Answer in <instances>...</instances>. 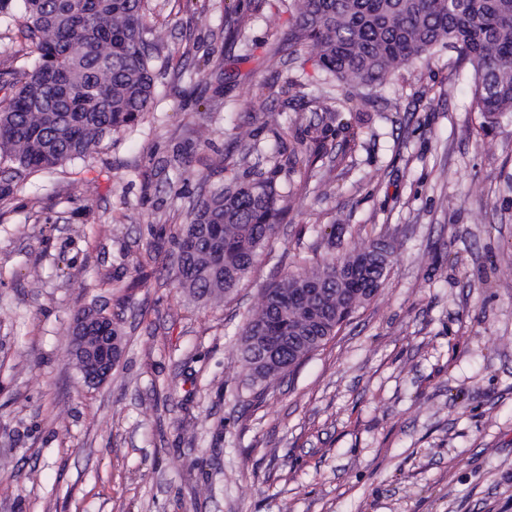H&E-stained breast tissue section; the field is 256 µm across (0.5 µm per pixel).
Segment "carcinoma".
<instances>
[{"instance_id":"carcinoma-1","label":"carcinoma","mask_w":512,"mask_h":512,"mask_svg":"<svg viewBox=\"0 0 512 512\" xmlns=\"http://www.w3.org/2000/svg\"><path fill=\"white\" fill-rule=\"evenodd\" d=\"M150 2L0 0V26L16 31L32 56L0 74L8 98L0 109L5 169L51 170L84 159L106 135L151 111L167 62H157L146 39ZM290 8L292 52L312 49L319 69L345 87L371 94L402 67L448 47L472 70L479 131L492 133L512 117V0H291ZM244 27L238 6L226 4L225 38L236 41ZM69 84L81 92L63 96ZM249 157L242 173L193 201L189 223L173 236L178 286L198 300L234 290L284 219L280 163L255 144L245 148ZM358 261L355 252L270 285L240 337L251 382L294 371L378 293L385 275L377 267L361 282L347 279ZM312 285L320 298L300 293Z\"/></svg>"}]
</instances>
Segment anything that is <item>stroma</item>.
I'll list each match as a JSON object with an SVG mask.
<instances>
[{
    "label": "stroma",
    "instance_id": "obj_1",
    "mask_svg": "<svg viewBox=\"0 0 512 512\" xmlns=\"http://www.w3.org/2000/svg\"><path fill=\"white\" fill-rule=\"evenodd\" d=\"M170 59L153 109L89 158L0 175V512H512V120L477 134L472 72L442 50L378 95L293 54L288 0H152ZM224 94L215 96V74ZM291 128L278 139L265 112ZM252 133L288 212L221 301L178 286L171 235ZM379 240L385 282L265 393L239 352L247 316L297 265ZM95 306L123 336L88 385L66 334ZM229 1L224 6V31L225 38L235 43L242 35L245 27V18L242 13L238 12V6Z\"/></svg>",
    "mask_w": 512,
    "mask_h": 512
}]
</instances>
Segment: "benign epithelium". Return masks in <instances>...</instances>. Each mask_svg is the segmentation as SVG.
I'll use <instances>...</instances> for the list:
<instances>
[{
  "instance_id": "1",
  "label": "benign epithelium",
  "mask_w": 512,
  "mask_h": 512,
  "mask_svg": "<svg viewBox=\"0 0 512 512\" xmlns=\"http://www.w3.org/2000/svg\"><path fill=\"white\" fill-rule=\"evenodd\" d=\"M71 352L87 383H105L120 357L112 336V318L106 314L87 313L71 320Z\"/></svg>"
}]
</instances>
